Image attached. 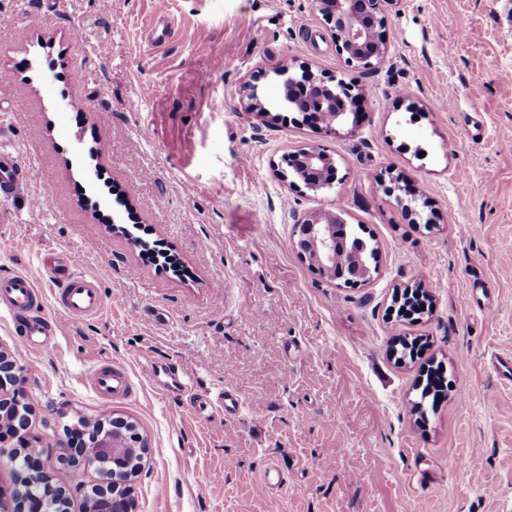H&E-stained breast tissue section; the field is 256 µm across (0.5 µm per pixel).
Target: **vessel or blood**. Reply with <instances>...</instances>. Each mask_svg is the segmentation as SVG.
Returning a JSON list of instances; mask_svg holds the SVG:
<instances>
[{
	"instance_id": "vessel-or-blood-1",
	"label": "vessel or blood",
	"mask_w": 512,
	"mask_h": 512,
	"mask_svg": "<svg viewBox=\"0 0 512 512\" xmlns=\"http://www.w3.org/2000/svg\"><path fill=\"white\" fill-rule=\"evenodd\" d=\"M8 133V126L0 123L1 196L16 194L23 178L18 155L3 147ZM62 264L64 273L54 274L51 278L55 286L53 297L62 316L50 323L58 331L63 330L66 320L97 313L102 305L94 279L79 270L80 257L74 253L69 254ZM44 303L43 292L28 275L13 273L0 276V307L13 316H29V336H38L44 332V325L48 323L40 315ZM89 382L94 392L105 401L125 397L131 390L127 371L118 365H97L89 376Z\"/></svg>"
}]
</instances>
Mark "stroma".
<instances>
[{
  "label": "stroma",
  "mask_w": 512,
  "mask_h": 512,
  "mask_svg": "<svg viewBox=\"0 0 512 512\" xmlns=\"http://www.w3.org/2000/svg\"><path fill=\"white\" fill-rule=\"evenodd\" d=\"M154 8L0 0V121L24 170L0 197V275H29L54 316L42 260L75 252L103 298L35 344L0 312L21 369L0 398H24L51 485L72 481L69 430L123 417L147 444L133 512H512V379L492 363L512 355V0H392L360 115L333 134L274 106L282 67L349 76L314 0H167L161 48ZM304 146L340 183L281 177ZM336 208L378 246L356 288L294 245L297 221ZM136 223L138 247L118 231ZM416 287L431 313L397 316L394 293ZM398 336L427 345L399 362ZM105 362L131 379L108 404L89 384ZM149 362L190 390L149 382ZM438 364L446 397L412 413ZM465 455L477 464L458 468ZM156 14L159 17V24L152 29L150 41L156 47H163L172 38L173 28L171 22L166 18V9L162 1L159 2Z\"/></svg>",
  "instance_id": "stroma-1"
}]
</instances>
